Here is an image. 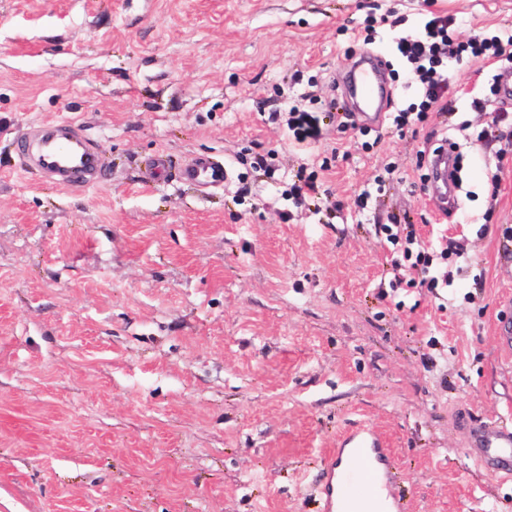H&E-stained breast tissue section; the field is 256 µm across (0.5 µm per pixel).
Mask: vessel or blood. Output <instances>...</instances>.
Wrapping results in <instances>:
<instances>
[{
	"label": "vessel or blood",
	"instance_id": "vessel-or-blood-1",
	"mask_svg": "<svg viewBox=\"0 0 512 512\" xmlns=\"http://www.w3.org/2000/svg\"><path fill=\"white\" fill-rule=\"evenodd\" d=\"M353 84L374 103L376 112H384L392 100L376 68L354 73ZM14 144L37 170L73 188L95 187L105 177L104 159L72 123L19 131ZM432 167L439 209L444 212L448 209L451 178L447 153L436 154ZM177 174L182 181L197 187H217L226 180L227 168L213 157L200 155L181 166ZM470 448L472 456L487 466L490 474L512 477V427L485 422L473 431ZM324 473L326 482L320 496L323 512H347L351 501L359 496L384 500L387 512H404L394 491L392 453L379 441L363 438L350 447L332 451Z\"/></svg>",
	"mask_w": 512,
	"mask_h": 512
}]
</instances>
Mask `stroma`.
<instances>
[{"instance_id": "1", "label": "stroma", "mask_w": 512, "mask_h": 512, "mask_svg": "<svg viewBox=\"0 0 512 512\" xmlns=\"http://www.w3.org/2000/svg\"><path fill=\"white\" fill-rule=\"evenodd\" d=\"M433 13L461 41L512 30V0H0V512H320L352 435L392 448L406 512H512L468 451L512 421V56L455 66L446 111L402 129L359 116L305 147L283 119L353 110L379 62L413 102L386 18ZM61 121L110 159L102 185L21 166L15 133ZM158 153L228 177L141 183ZM311 176L321 200L293 206ZM385 224L441 236L430 283ZM432 167L439 210L446 214L448 211V180L451 179V172H448V153L443 150L442 153L436 154L433 158ZM177 174L182 181L201 188L223 186L228 175L225 164L206 155L197 156L181 166Z\"/></svg>"}]
</instances>
